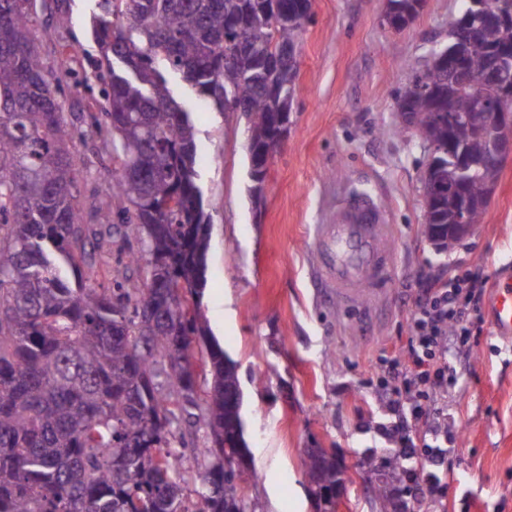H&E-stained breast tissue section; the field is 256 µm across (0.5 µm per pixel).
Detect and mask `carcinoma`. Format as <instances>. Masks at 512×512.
<instances>
[{
    "instance_id": "cac0c4a2",
    "label": "carcinoma",
    "mask_w": 512,
    "mask_h": 512,
    "mask_svg": "<svg viewBox=\"0 0 512 512\" xmlns=\"http://www.w3.org/2000/svg\"><path fill=\"white\" fill-rule=\"evenodd\" d=\"M296 0H98L97 37L106 73L100 115L91 125L112 156V192L133 207L125 236L144 242L150 269L138 285L128 275L139 257L99 271L87 245L100 235L82 221L80 173L70 150L75 129L50 88L35 42L37 0H0V512H263L238 496L232 465L213 472L214 444L245 454L240 408L224 392L240 388L236 364L209 349L212 381L193 398L188 368L207 341L200 289L209 248L197 185L196 130L171 94L172 71L223 112L246 120L248 150L273 144L280 113L292 111L290 68L275 76L225 61L224 46L247 42L250 57L279 42L299 45L309 14ZM487 49L512 44V28L487 27ZM430 92L408 83L397 93L411 112L414 136L439 150L455 143L469 154L484 141L458 121L489 86H450L439 70L422 73ZM487 174L472 172L467 193L485 194ZM489 201L468 214L442 190L433 220H483ZM440 253L456 244L423 225ZM207 426L211 445L187 455L177 438L182 421ZM203 469L199 500L188 496L185 463ZM336 483V454L307 459ZM405 469L386 457L384 512H400L387 489Z\"/></svg>"
}]
</instances>
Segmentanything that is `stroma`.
Listing matches in <instances>:
<instances>
[{"label":"stroma","mask_w":512,"mask_h":512,"mask_svg":"<svg viewBox=\"0 0 512 512\" xmlns=\"http://www.w3.org/2000/svg\"><path fill=\"white\" fill-rule=\"evenodd\" d=\"M299 47L288 140L271 160L262 199L250 196L245 121L223 112L180 75L167 74L197 130V183L211 217L201 309L211 335L236 362L248 444L239 484L264 512H321L304 461L334 450L344 472L342 512H381L378 466L390 443L379 370L407 345L405 318L420 275L464 271L488 281L512 273V157L501 166L481 224L449 254L423 233L426 148L393 123L402 61L425 64L448 44L461 0H427L402 31L381 24L385 0H311ZM97 0H41L36 44L51 88L79 130L71 151L88 167L76 191L84 219L112 195V163L92 153L91 117L102 83L84 75L101 60ZM67 16L59 24V16ZM71 58L70 74L59 64ZM370 191L397 226L396 270L385 299L342 309L317 277L314 225L351 187ZM457 382L437 398L447 409L443 495L405 498L406 512H512V341L491 322L468 346L448 348Z\"/></svg>","instance_id":"stroma-1"}]
</instances>
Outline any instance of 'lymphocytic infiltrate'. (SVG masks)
<instances>
[{
    "mask_svg": "<svg viewBox=\"0 0 512 512\" xmlns=\"http://www.w3.org/2000/svg\"><path fill=\"white\" fill-rule=\"evenodd\" d=\"M485 280L469 273L448 279H420L414 284L413 309L405 320L408 343L403 358L388 361L384 371L387 411L391 417L385 434L396 439V452L420 459L419 468L406 473V495L416 497L439 490L437 469L445 455L437 443L439 428L431 426L418 437L419 422L435 415V397L447 389L454 376L448 371V339L468 343L476 324L483 320Z\"/></svg>",
    "mask_w": 512,
    "mask_h": 512,
    "instance_id": "lymphocytic-infiltrate-1",
    "label": "lymphocytic infiltrate"
}]
</instances>
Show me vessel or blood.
I'll use <instances>...</instances> for the list:
<instances>
[{
	"label": "vessel or blood",
	"mask_w": 512,
	"mask_h": 512,
	"mask_svg": "<svg viewBox=\"0 0 512 512\" xmlns=\"http://www.w3.org/2000/svg\"><path fill=\"white\" fill-rule=\"evenodd\" d=\"M396 233L372 195L348 194L329 223L314 227L318 278L337 301L359 306L381 300L394 273L390 243ZM497 336L512 339V279L497 281L489 297Z\"/></svg>",
	"instance_id": "obj_1"
}]
</instances>
